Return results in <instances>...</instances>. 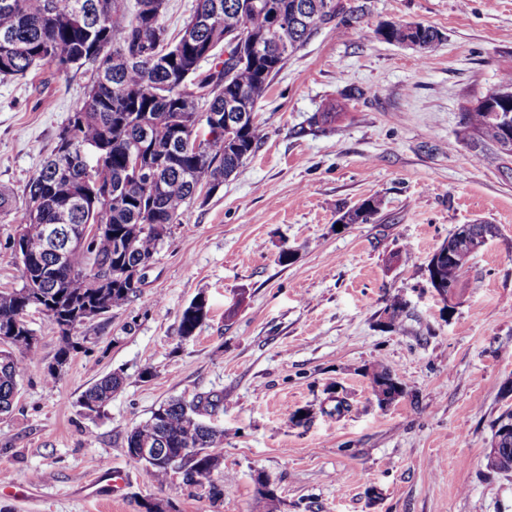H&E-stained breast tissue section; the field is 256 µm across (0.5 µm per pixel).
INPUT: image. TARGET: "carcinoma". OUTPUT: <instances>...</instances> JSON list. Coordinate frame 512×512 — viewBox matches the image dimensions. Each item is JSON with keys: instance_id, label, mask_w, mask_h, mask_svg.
I'll list each match as a JSON object with an SVG mask.
<instances>
[{"instance_id": "obj_1", "label": "carcinoma", "mask_w": 512, "mask_h": 512, "mask_svg": "<svg viewBox=\"0 0 512 512\" xmlns=\"http://www.w3.org/2000/svg\"><path fill=\"white\" fill-rule=\"evenodd\" d=\"M258 2L270 9L244 14L241 0H196L192 16H204L207 24L188 45L169 39L164 24L167 0H136L132 14L126 0H0V76H24L44 64L63 73L82 68L91 72L83 100L61 129L53 153L28 184L27 195L42 194V207L35 216L26 208L13 218L18 225H31L22 248L31 255L32 264L21 273V287L0 290V343L10 347L0 349V415L10 412L18 394L20 365L15 353L38 360V341L27 322L30 310L41 313L57 334L53 362L42 369L45 380L55 381L56 369L65 367L80 349L79 338L65 326H80L77 317L88 305L110 299L117 306L137 296L141 281L134 278L136 268L151 262L163 235L179 223L183 206L202 186L217 190L258 148L264 137L256 115L258 99L288 56L318 24L332 18L315 9L324 0ZM241 29L262 43L264 52L235 64L226 79L225 60L203 69L201 62L219 58ZM381 35L399 45L419 42L424 57L442 43L440 32L422 23H394ZM195 82L217 85L203 112L187 91ZM494 93L490 90L483 103L464 112L466 131L490 146L499 140L500 127L489 114L512 113V102L504 104ZM227 98L241 99L247 112L230 141L215 132L212 123L213 116H224ZM190 139L200 140L198 149L184 148ZM134 152L156 178L155 186L148 188L129 177L127 158ZM62 161L76 191L89 166L109 168L112 182L101 193L110 194L112 203L78 196L70 226L101 224L103 231L73 250L67 263L58 267L37 226L60 223L63 194L69 191L67 182L57 176ZM379 206L377 198L369 197L345 212L341 221L364 224L378 214ZM103 263L112 267V287H83ZM466 272L467 262L440 257L433 277L441 287L454 291ZM404 312L405 304L396 297L385 308L393 327L401 325ZM207 315L204 299L191 302L182 312L181 338L194 336ZM367 375L371 387L383 394L403 393L401 382L383 363L374 364ZM121 384L120 375L106 374L80 395L77 405L85 415H97ZM223 405L224 396L219 394L162 403L130 431L127 455L135 461L138 449L158 447L159 456L143 463L148 479L164 482L174 467H184L191 475L189 485L207 487L212 501H219L224 482L214 479L213 473L224 447V430L204 417ZM486 459L487 469L512 472V437Z\"/></svg>"}]
</instances>
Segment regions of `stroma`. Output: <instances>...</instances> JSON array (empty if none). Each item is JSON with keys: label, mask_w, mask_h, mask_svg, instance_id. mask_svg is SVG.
<instances>
[{"label": "stroma", "mask_w": 512, "mask_h": 512, "mask_svg": "<svg viewBox=\"0 0 512 512\" xmlns=\"http://www.w3.org/2000/svg\"><path fill=\"white\" fill-rule=\"evenodd\" d=\"M386 22L444 36L429 57L385 42ZM512 67V0H336L257 103L265 136L240 172L187 205L144 272L141 295L83 324L56 383L27 366L0 416V512H512V472L485 456L512 395V176L469 136V101ZM90 75L42 65L0 77V288L21 285L13 213L53 152ZM336 108L335 121L320 114ZM376 197L366 224L342 213ZM501 234L469 263L452 306L427 263L463 224ZM293 248L294 259L278 255ZM209 313L193 338L180 318ZM407 305L387 324L392 297ZM384 362L404 397L379 406L368 369ZM150 378H142L143 370ZM125 382L100 414L77 400L100 376ZM219 393L224 496L174 474L151 482L127 433L161 403ZM350 409L334 416L335 397ZM307 423L292 421L295 412ZM125 480L111 488L110 470ZM208 307L204 299L192 301L182 312L180 320V336L183 339L195 335L197 328L207 318Z\"/></svg>", "instance_id": "obj_1"}]
</instances>
